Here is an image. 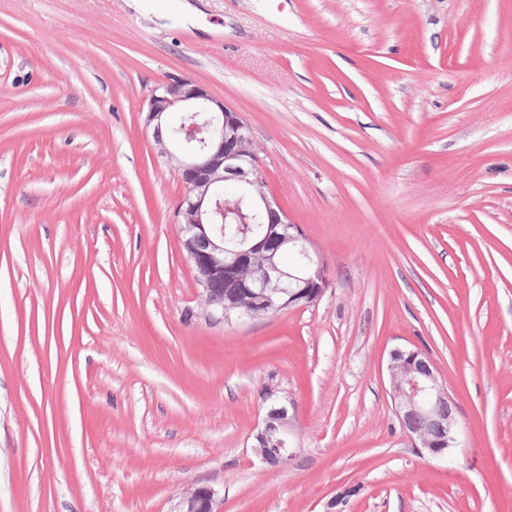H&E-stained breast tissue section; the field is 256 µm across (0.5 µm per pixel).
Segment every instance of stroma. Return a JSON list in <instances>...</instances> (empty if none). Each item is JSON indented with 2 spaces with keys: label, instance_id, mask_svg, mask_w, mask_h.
<instances>
[{
  "label": "stroma",
  "instance_id": "obj_1",
  "mask_svg": "<svg viewBox=\"0 0 512 512\" xmlns=\"http://www.w3.org/2000/svg\"><path fill=\"white\" fill-rule=\"evenodd\" d=\"M190 2L0 0V512H512V0ZM171 75L250 125L318 305L206 316L142 110ZM414 347L442 459L394 413ZM388 371L395 415L413 448L432 458L457 442V406L432 359L419 349H396ZM294 423V415L290 414L287 404L280 401L271 403L254 437V448L262 462L281 467L288 465L296 456V448L291 446ZM214 489L208 486H193L180 496L172 512H214L216 505Z\"/></svg>",
  "mask_w": 512,
  "mask_h": 512
}]
</instances>
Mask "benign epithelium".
<instances>
[{
	"label": "benign epithelium",
	"mask_w": 512,
	"mask_h": 512,
	"mask_svg": "<svg viewBox=\"0 0 512 512\" xmlns=\"http://www.w3.org/2000/svg\"><path fill=\"white\" fill-rule=\"evenodd\" d=\"M178 112L182 122L176 132L162 134V126H170ZM146 124L153 128L157 154L178 171L183 195L176 222L209 316L230 322L317 305L328 288L323 258L266 189L262 162L242 114L192 79L172 77L150 90ZM194 142L202 147L193 148ZM226 181L235 182L241 191L233 201L218 194ZM243 207L261 213L267 227L260 235L246 234L236 245H227L221 223ZM285 249L300 250L306 263L285 268L279 261ZM388 371L395 415L411 446L432 458L445 456L457 442V406L432 359L419 349H396ZM294 423L287 404L271 403L255 434L262 462L281 467L296 456ZM215 505L214 489L193 486L183 492L173 512H215Z\"/></svg>",
	"instance_id": "1"
}]
</instances>
